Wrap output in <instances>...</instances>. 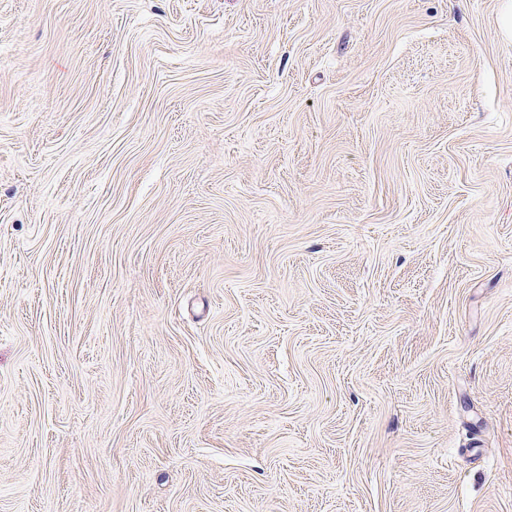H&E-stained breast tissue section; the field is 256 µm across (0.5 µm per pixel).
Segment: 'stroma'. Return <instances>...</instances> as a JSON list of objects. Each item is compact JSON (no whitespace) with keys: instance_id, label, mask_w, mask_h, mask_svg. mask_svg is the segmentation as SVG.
<instances>
[{"instance_id":"stroma-1","label":"stroma","mask_w":512,"mask_h":512,"mask_svg":"<svg viewBox=\"0 0 512 512\" xmlns=\"http://www.w3.org/2000/svg\"><path fill=\"white\" fill-rule=\"evenodd\" d=\"M0 512H512L501 0H0Z\"/></svg>"}]
</instances>
